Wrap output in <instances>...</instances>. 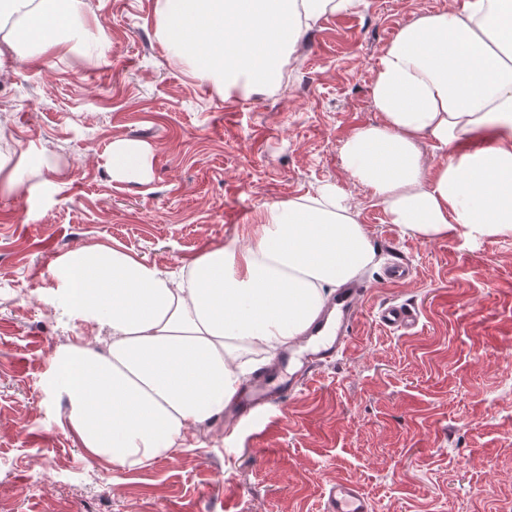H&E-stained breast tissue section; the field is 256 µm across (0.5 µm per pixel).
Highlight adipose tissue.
I'll list each match as a JSON object with an SVG mask.
<instances>
[{
    "instance_id": "1",
    "label": "adipose tissue",
    "mask_w": 512,
    "mask_h": 512,
    "mask_svg": "<svg viewBox=\"0 0 512 512\" xmlns=\"http://www.w3.org/2000/svg\"><path fill=\"white\" fill-rule=\"evenodd\" d=\"M355 0H156L164 44L224 97L282 79L302 30ZM84 0H0V58L20 46L67 52L60 40ZM377 124L355 129L342 154L389 223L426 240L512 237V0H451L403 26L372 82ZM482 140L481 148L465 144ZM429 150H422V143ZM443 154L431 164L427 153ZM147 150L113 142V177L141 181ZM377 254L348 197L266 205L260 224L169 276L98 245L59 256L45 300L93 326L53 355L43 377L56 422L105 471L132 469L183 447L224 415L245 373L241 358L296 342L327 292Z\"/></svg>"
}]
</instances>
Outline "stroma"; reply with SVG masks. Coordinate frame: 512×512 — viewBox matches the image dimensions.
<instances>
[{"mask_svg":"<svg viewBox=\"0 0 512 512\" xmlns=\"http://www.w3.org/2000/svg\"><path fill=\"white\" fill-rule=\"evenodd\" d=\"M85 2L67 55L23 47L0 61V155L33 166L28 186L0 191V512H321L323 489L345 480L375 512H512V237L402 231L341 154L381 119L371 85L385 46L449 0L326 14L279 89L230 99L165 51L155 0ZM118 137L150 146L145 180L113 179ZM325 184L348 196L379 260L359 279L351 347L270 408L263 434L217 422L141 467L89 460L41 385L60 345L95 334L45 305L53 262L103 243L174 271L265 205ZM394 262L411 279L388 282ZM393 301L418 310L412 333L378 323Z\"/></svg>","mask_w":512,"mask_h":512,"instance_id":"35a3bbf8","label":"stroma"}]
</instances>
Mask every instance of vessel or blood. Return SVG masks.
I'll return each instance as SVG.
<instances>
[{
	"label": "vessel or blood",
	"instance_id": "vessel-or-blood-1",
	"mask_svg": "<svg viewBox=\"0 0 512 512\" xmlns=\"http://www.w3.org/2000/svg\"><path fill=\"white\" fill-rule=\"evenodd\" d=\"M362 296L363 290L357 284L340 289L336 298L328 304L326 313L321 314L311 327V335L317 336L319 342L297 375L283 379L279 376L278 365L262 367L255 373L251 385L238 390L225 405V423L236 425L263 405L283 403L300 383L307 380L310 372L345 353L351 345L350 329L360 313ZM377 318L382 326L391 330L410 331L419 322L414 309L399 303L383 305ZM322 512H373V507L356 483L336 481L324 491Z\"/></svg>",
	"mask_w": 512,
	"mask_h": 512
}]
</instances>
